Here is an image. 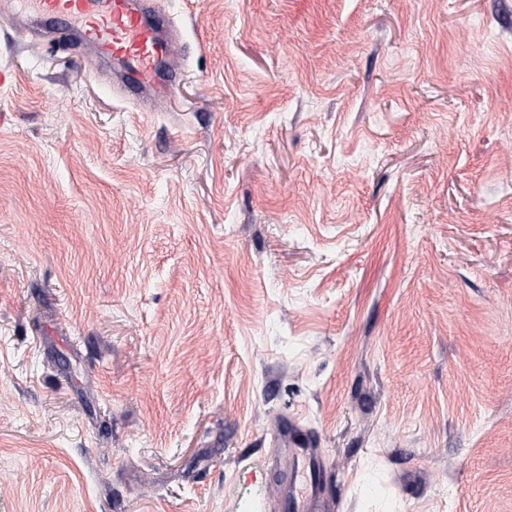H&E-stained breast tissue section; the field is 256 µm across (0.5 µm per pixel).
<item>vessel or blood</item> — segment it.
<instances>
[{"label":"vessel or blood","mask_w":512,"mask_h":512,"mask_svg":"<svg viewBox=\"0 0 512 512\" xmlns=\"http://www.w3.org/2000/svg\"><path fill=\"white\" fill-rule=\"evenodd\" d=\"M0 10L18 11L32 41L94 49L111 65L113 86L135 101L139 111H155L180 78L179 66L170 59L179 30L163 19L158 0H0ZM292 458L293 478L306 468L310 482L304 496L295 488L285 489L287 512H331L326 472L313 443L299 442Z\"/></svg>","instance_id":"1"}]
</instances>
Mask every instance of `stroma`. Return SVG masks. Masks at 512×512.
<instances>
[{"instance_id": "stroma-1", "label": "stroma", "mask_w": 512, "mask_h": 512, "mask_svg": "<svg viewBox=\"0 0 512 512\" xmlns=\"http://www.w3.org/2000/svg\"><path fill=\"white\" fill-rule=\"evenodd\" d=\"M153 112L0 13V512H512V0H163ZM293 445L299 448H291L294 466L292 478L283 494L285 512H330L333 501L324 488L326 472L320 464L314 443L305 440ZM300 464L310 470L309 492L305 496H299L295 490L296 481L302 474Z\"/></svg>"}]
</instances>
